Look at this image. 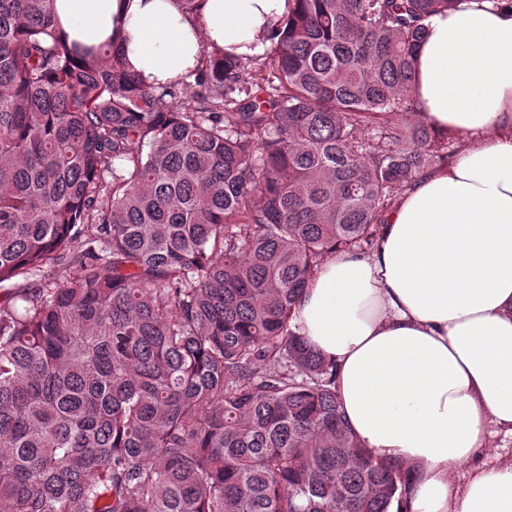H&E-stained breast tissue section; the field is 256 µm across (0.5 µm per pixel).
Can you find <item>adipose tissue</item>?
<instances>
[{
    "mask_svg": "<svg viewBox=\"0 0 512 512\" xmlns=\"http://www.w3.org/2000/svg\"><path fill=\"white\" fill-rule=\"evenodd\" d=\"M292 6L53 0L71 41L117 43L150 84L188 79L206 49L263 54ZM426 25L411 97L463 148L403 191L372 252L324 262L297 322L336 362L353 435L410 471L402 512H512V460H474L488 425L512 434V0H458Z\"/></svg>",
    "mask_w": 512,
    "mask_h": 512,
    "instance_id": "obj_1",
    "label": "adipose tissue"
}]
</instances>
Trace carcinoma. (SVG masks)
Returning a JSON list of instances; mask_svg holds the SVG:
<instances>
[{
  "mask_svg": "<svg viewBox=\"0 0 512 512\" xmlns=\"http://www.w3.org/2000/svg\"><path fill=\"white\" fill-rule=\"evenodd\" d=\"M295 2L261 77L205 49L155 86L113 43L77 54L53 0H0V285L25 281L0 301L6 512L402 502L296 308L453 155L410 92L455 0Z\"/></svg>",
  "mask_w": 512,
  "mask_h": 512,
  "instance_id": "1",
  "label": "carcinoma"
}]
</instances>
